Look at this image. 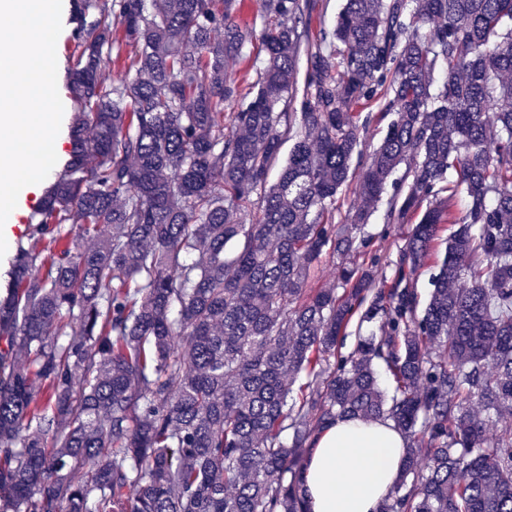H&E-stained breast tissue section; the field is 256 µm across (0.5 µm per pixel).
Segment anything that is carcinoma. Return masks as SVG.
Returning a JSON list of instances; mask_svg holds the SVG:
<instances>
[{"label": "carcinoma", "instance_id": "cac0c4a2", "mask_svg": "<svg viewBox=\"0 0 512 512\" xmlns=\"http://www.w3.org/2000/svg\"><path fill=\"white\" fill-rule=\"evenodd\" d=\"M151 2L73 0L72 154L0 298V512H307L311 438L340 415L412 437L383 512H512V0H345L313 41L316 0H261L249 98L229 69L256 39L245 0ZM373 101L394 119L358 171L356 107ZM403 163L387 223L420 218L375 290L348 263L370 210L337 224L336 196L355 179L374 204ZM445 190L470 205L418 317L402 282ZM256 192L259 218L239 223ZM328 250L340 296L307 292ZM364 304L381 335L327 366Z\"/></svg>", "mask_w": 512, "mask_h": 512}]
</instances>
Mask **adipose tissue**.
I'll use <instances>...</instances> for the list:
<instances>
[{
	"instance_id": "1",
	"label": "adipose tissue",
	"mask_w": 512,
	"mask_h": 512,
	"mask_svg": "<svg viewBox=\"0 0 512 512\" xmlns=\"http://www.w3.org/2000/svg\"><path fill=\"white\" fill-rule=\"evenodd\" d=\"M407 445L389 417H336L312 437L301 488L307 512H382Z\"/></svg>"
}]
</instances>
